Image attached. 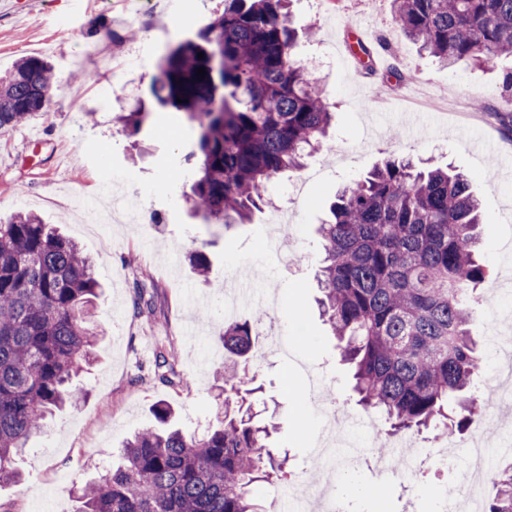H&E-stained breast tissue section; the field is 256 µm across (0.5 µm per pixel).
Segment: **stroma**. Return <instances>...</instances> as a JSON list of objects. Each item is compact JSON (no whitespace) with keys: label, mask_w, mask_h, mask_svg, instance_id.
<instances>
[{"label":"stroma","mask_w":512,"mask_h":512,"mask_svg":"<svg viewBox=\"0 0 512 512\" xmlns=\"http://www.w3.org/2000/svg\"><path fill=\"white\" fill-rule=\"evenodd\" d=\"M168 2L80 0L75 11L68 0H0V75L25 56L54 66L47 114L0 131V222L23 211L56 225L93 259L103 286L95 361L74 380L88 396L33 440L18 461L23 480L0 486V512H32L47 489L60 512H76L74 487L99 480L126 439L153 425L156 400L172 405L184 432L214 424L222 403L224 293L243 280L266 303L243 305L230 318L252 322L263 335L277 332L288 344L287 354L268 350L263 361L246 364L256 388L247 403L269 424L270 446L288 457L285 480L317 469L313 450L322 429L313 380L363 421L366 437L384 432L381 415L357 402L338 342L320 315L315 279L317 229L336 190L383 159L408 156L464 172L480 197L488 281L512 277L503 263L512 250V138L453 105L457 96L499 104L512 57L490 68L465 62L446 68L398 32L390 0H375L352 17L341 8L322 15L319 0H292L294 27L313 31L301 52L316 61L311 73L333 105L335 136L305 158L301 173L310 180L299 198L288 196L297 175L286 174L269 189L273 207L249 223L226 226L205 220L190 202L181 163L192 131L182 113L153 110L135 134L118 121L146 99L166 48L224 10V0H178L173 12ZM357 29L390 37L398 48L366 68L341 48L342 38ZM119 190L137 198L139 222L127 223L126 213L113 208ZM85 197L110 216L107 226H89L78 205ZM277 206L288 209L291 223L274 220ZM291 236L294 250H269V239ZM194 250L208 257V275L189 265L186 256ZM140 283L150 287L153 306L137 314L132 301ZM498 301L495 327L479 315L472 323L485 353L477 386L497 365L491 330L512 334V292L500 293ZM161 347L178 356L176 384L161 383L151 370ZM453 477V470L424 466L416 491L381 483L365 463L337 472L336 496L342 512H439V487Z\"/></svg>","instance_id":"1"}]
</instances>
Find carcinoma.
Instances as JSON below:
<instances>
[{"label": "carcinoma", "mask_w": 512, "mask_h": 512, "mask_svg": "<svg viewBox=\"0 0 512 512\" xmlns=\"http://www.w3.org/2000/svg\"><path fill=\"white\" fill-rule=\"evenodd\" d=\"M285 2L231 0L167 50L150 86L161 108L197 124L186 154L192 205L224 224L249 220L273 182L327 145L332 104L300 54ZM392 5L404 36L447 66L512 57V0ZM53 82L52 66L32 56L0 76V130L46 114ZM330 214L320 225V305L360 404L382 412L393 433L446 427L450 409L459 427L481 419L473 380L483 356L470 325L487 269L468 180L390 158L345 186ZM99 288L78 244L37 216L17 212L0 224V484L18 478L14 456L54 411L84 397L72 379L94 359ZM223 340L217 424L187 434L168 426L171 405L156 401L161 427L134 434L112 469L77 490V512H260L254 488L286 460L238 405L251 324H224ZM176 365L170 351L156 352L161 382L173 383ZM487 499V512H512V458L494 465Z\"/></svg>", "instance_id": "obj_1"}]
</instances>
